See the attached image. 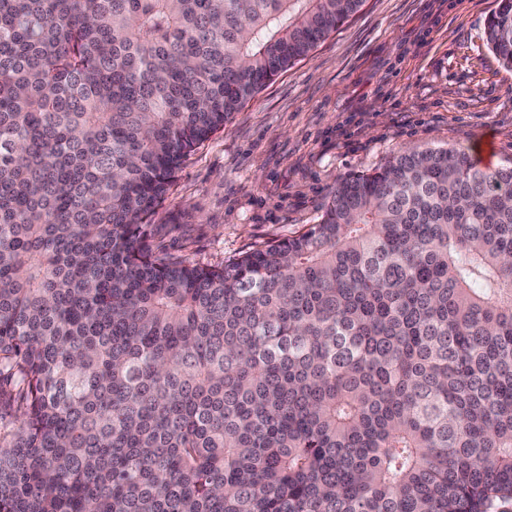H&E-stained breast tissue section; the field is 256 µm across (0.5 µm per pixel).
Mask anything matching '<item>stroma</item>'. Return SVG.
<instances>
[{
    "instance_id": "35a3bbf8",
    "label": "stroma",
    "mask_w": 512,
    "mask_h": 512,
    "mask_svg": "<svg viewBox=\"0 0 512 512\" xmlns=\"http://www.w3.org/2000/svg\"><path fill=\"white\" fill-rule=\"evenodd\" d=\"M498 0H365L186 158L150 219L174 257L229 264L319 223L343 176L444 146L512 164V68L487 45Z\"/></svg>"
}]
</instances>
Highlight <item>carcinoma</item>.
<instances>
[{
  "label": "carcinoma",
  "instance_id": "obj_1",
  "mask_svg": "<svg viewBox=\"0 0 512 512\" xmlns=\"http://www.w3.org/2000/svg\"><path fill=\"white\" fill-rule=\"evenodd\" d=\"M362 3L0 0V512L512 501V166L400 151L226 266L147 224Z\"/></svg>",
  "mask_w": 512,
  "mask_h": 512
}]
</instances>
